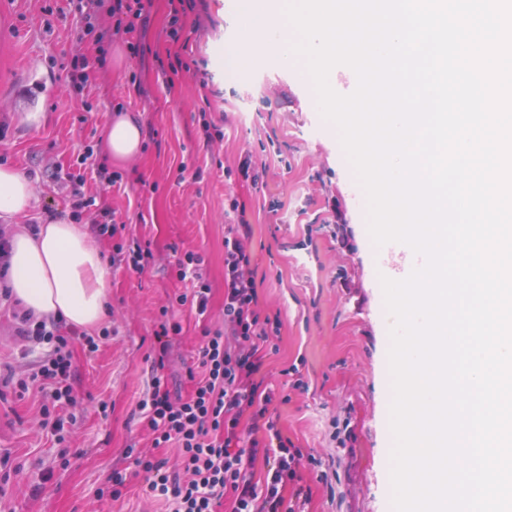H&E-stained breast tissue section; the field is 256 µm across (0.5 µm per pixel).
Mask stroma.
Masks as SVG:
<instances>
[{
	"mask_svg": "<svg viewBox=\"0 0 512 512\" xmlns=\"http://www.w3.org/2000/svg\"><path fill=\"white\" fill-rule=\"evenodd\" d=\"M69 9L67 0H0V164L34 188L8 232L71 219L64 174L102 142L114 111L138 116L143 149L112 165L119 188L102 193L92 177L83 186L107 196L117 227L95 238L111 263L109 334L94 353L71 345L76 422L67 455L39 427L37 394L0 399V448L20 466L6 508L164 512L126 456L151 445L132 411L150 390V354L165 321L182 330L169 337L163 375L173 395L191 392L203 332L224 326V236L238 201L251 227L258 309L280 324L264 350L263 386L276 393L283 438L304 454L308 510L393 512L387 267L368 230L365 192L337 128L314 104L312 81L273 56L239 62L229 42L240 31L235 0H192L176 27L168 0H151L135 54L121 35L104 54L78 39ZM81 55L91 87L63 95L59 77ZM207 122L223 139L205 141ZM135 244L151 253L140 274L111 261L117 247ZM187 250L202 255L211 286L201 317L169 306L185 288L175 261ZM13 331L11 307L0 308V375L21 377L33 361ZM116 465L127 475L122 497L98 498Z\"/></svg>",
	"mask_w": 512,
	"mask_h": 512,
	"instance_id": "35a3bbf8",
	"label": "stroma"
}]
</instances>
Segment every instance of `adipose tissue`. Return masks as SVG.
Here are the masks:
<instances>
[{
    "label": "adipose tissue",
    "mask_w": 512,
    "mask_h": 512,
    "mask_svg": "<svg viewBox=\"0 0 512 512\" xmlns=\"http://www.w3.org/2000/svg\"><path fill=\"white\" fill-rule=\"evenodd\" d=\"M141 148L137 116L114 113L105 132L108 160L124 162ZM32 198L30 182L13 168L0 165V218L23 213ZM7 284L36 316L58 319L77 329H91L107 314L109 271L88 231L78 224L58 221L40 225L35 234H14Z\"/></svg>",
    "instance_id": "obj_1"
}]
</instances>
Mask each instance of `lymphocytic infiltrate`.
Masks as SVG:
<instances>
[{
    "label": "lymphocytic infiltrate",
    "mask_w": 512,
    "mask_h": 512,
    "mask_svg": "<svg viewBox=\"0 0 512 512\" xmlns=\"http://www.w3.org/2000/svg\"><path fill=\"white\" fill-rule=\"evenodd\" d=\"M148 0H70L71 11L84 35L95 44L111 43L114 36L133 38ZM108 11L111 23L101 28L96 20ZM200 254L187 251L177 260L178 277L187 289L175 298L177 305L205 314L210 285L203 279ZM257 291L251 273V256L241 237L224 240V327L207 330L197 350L199 375L185 397L171 394L161 373L169 354V332L180 324L162 327L153 354L155 373L150 392L140 399L134 413L152 436V450L137 452L134 463L146 476L151 496L164 501L168 512H217L230 500L231 512H306L307 489L298 483L303 453L288 447L278 428L272 406L273 392L260 388L256 377L262 351L270 336V320L256 310ZM15 332L22 341L43 347L44 354L27 376L0 380L17 397L30 389L42 395L40 426L54 443H66L75 403L70 383L73 363L71 338L60 322L41 319L32 311L13 313ZM175 445L176 467L156 456L159 448ZM271 459L262 481H254L257 457ZM292 496H285L287 483Z\"/></svg>",
    "instance_id": "f902f5d3"
}]
</instances>
